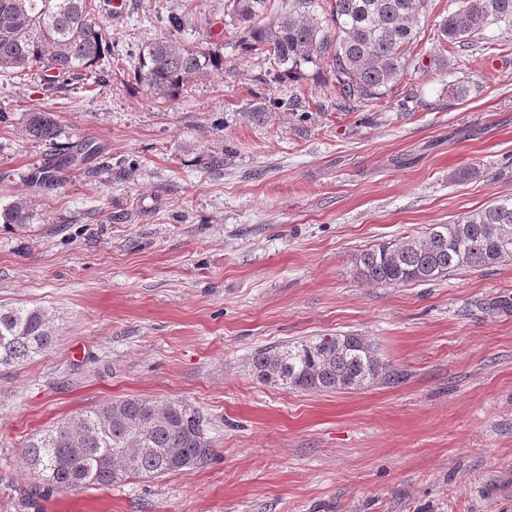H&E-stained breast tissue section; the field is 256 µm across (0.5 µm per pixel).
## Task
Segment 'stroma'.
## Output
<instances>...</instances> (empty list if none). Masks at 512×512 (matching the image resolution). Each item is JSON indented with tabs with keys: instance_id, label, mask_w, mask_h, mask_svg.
Masks as SVG:
<instances>
[{
	"instance_id": "1",
	"label": "stroma",
	"mask_w": 512,
	"mask_h": 512,
	"mask_svg": "<svg viewBox=\"0 0 512 512\" xmlns=\"http://www.w3.org/2000/svg\"><path fill=\"white\" fill-rule=\"evenodd\" d=\"M228 3L103 10L125 66L103 86L0 75V206L22 193L39 214L0 224V304L54 324L47 349L0 368V512H512V261L398 287L353 265L512 196V34L437 60L452 2L428 0L406 76L347 110L331 85L297 103L296 83L265 79ZM176 14L224 75L164 101L130 71ZM457 82L470 92L453 100ZM33 111L54 117V145L27 137ZM87 141L85 165L61 167ZM344 334L401 382L298 392L248 366ZM129 395L198 411L209 465L34 493L26 440Z\"/></svg>"
}]
</instances>
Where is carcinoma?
Masks as SVG:
<instances>
[{"mask_svg": "<svg viewBox=\"0 0 512 512\" xmlns=\"http://www.w3.org/2000/svg\"><path fill=\"white\" fill-rule=\"evenodd\" d=\"M426 0H334L329 17L314 16L316 0H291L288 13L270 19L267 0H230L245 23L241 43L269 62L276 78L296 80L312 72L334 82L344 105L370 106L403 79L407 48L417 38ZM100 0H0V71L42 69L56 78L109 79L98 67L107 30L95 14ZM183 19L168 17V33L145 45L134 80L169 99L201 77L224 75V56L179 37ZM512 32V0H460L438 27L443 50L465 49L491 28ZM29 139L54 144L49 113H29ZM36 218L30 200L16 196L0 208V223L22 230ZM512 261V197L498 199L452 224H431L424 237L375 244L354 257L357 276L389 286L425 284L465 268H492ZM53 338L52 319L37 307L0 305V367L40 353ZM256 378L303 392L356 390L376 380L391 384L404 374L387 367L363 336H322L259 349L249 359ZM212 448L202 422L186 406L128 396L108 400L29 438L24 459L38 480L34 490L112 486L130 477L157 478L203 468Z\"/></svg>", "mask_w": 512, "mask_h": 512, "instance_id": "1", "label": "carcinoma"}]
</instances>
